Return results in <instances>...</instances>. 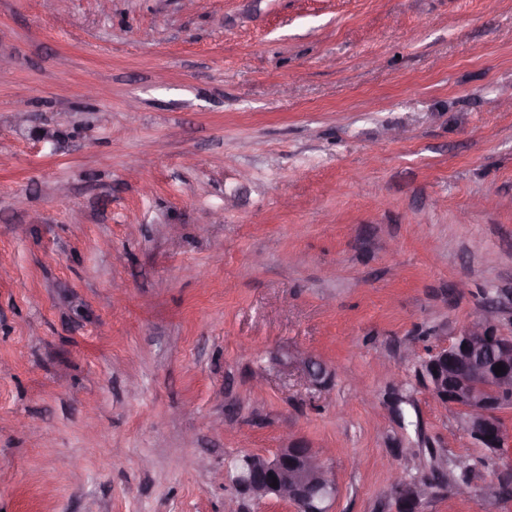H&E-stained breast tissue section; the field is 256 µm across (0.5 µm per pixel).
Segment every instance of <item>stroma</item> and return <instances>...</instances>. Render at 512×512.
Masks as SVG:
<instances>
[{
  "label": "stroma",
  "mask_w": 512,
  "mask_h": 512,
  "mask_svg": "<svg viewBox=\"0 0 512 512\" xmlns=\"http://www.w3.org/2000/svg\"><path fill=\"white\" fill-rule=\"evenodd\" d=\"M0 57V512H224L291 442L330 512L512 477L403 356L512 335V0H0ZM288 364L300 368L307 382L315 387H321L330 377L327 367L315 357L299 352H291L286 355ZM432 492L433 488L423 481H407L397 477L387 492V498L389 501L394 500V512H418L422 502L429 498Z\"/></svg>",
  "instance_id": "1"
}]
</instances>
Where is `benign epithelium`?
<instances>
[{"label":"benign epithelium","mask_w":512,"mask_h":512,"mask_svg":"<svg viewBox=\"0 0 512 512\" xmlns=\"http://www.w3.org/2000/svg\"><path fill=\"white\" fill-rule=\"evenodd\" d=\"M286 360L300 368L312 386L320 387L330 377L327 367L311 355L292 352ZM498 363L505 372L488 373ZM421 376L444 408L467 415L463 429L480 447L489 451L504 447L499 413L512 407V336L503 335L488 320L468 325L432 355ZM233 471L231 483L238 497L280 500L295 512H328L327 502L336 496L335 478L313 448H281L271 458L244 456ZM273 482L277 486H271ZM432 492L423 481L398 477L387 498L394 501V512H419Z\"/></svg>","instance_id":"1"}]
</instances>
